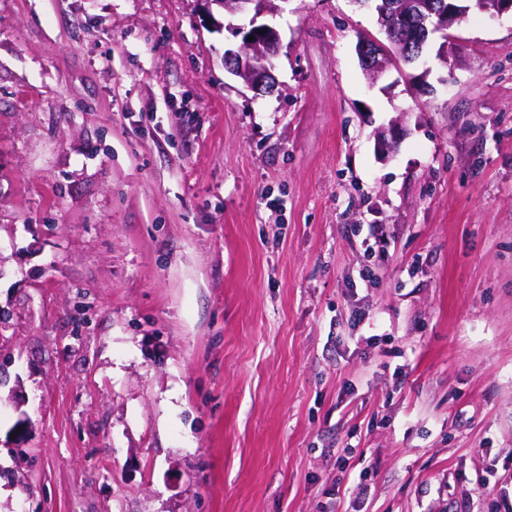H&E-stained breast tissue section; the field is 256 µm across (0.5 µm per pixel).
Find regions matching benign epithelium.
<instances>
[{"instance_id":"benign-epithelium-1","label":"benign epithelium","mask_w":512,"mask_h":512,"mask_svg":"<svg viewBox=\"0 0 512 512\" xmlns=\"http://www.w3.org/2000/svg\"><path fill=\"white\" fill-rule=\"evenodd\" d=\"M209 5H216L229 10L233 14L250 13L252 19L248 27H235V35L241 37L237 49H228L224 58L228 63V71L244 79L256 90L273 89L276 79L272 74V64L268 54L279 44L277 29L267 23H258V19L269 11L271 0H205ZM459 0H416L408 3L406 0H384V5L378 7L381 21L388 25L404 22L412 25L420 38H425L431 32H443L444 39L451 38L450 30L465 15L466 10L458 5ZM490 17H501L512 13V0H490V4L482 7ZM254 39H249V36ZM356 54L369 78L378 81L391 67L397 64L387 51H378L368 42L360 41L355 46ZM400 140L399 130L391 126L381 129L377 134L376 149L382 156L392 153L397 141Z\"/></svg>"}]
</instances>
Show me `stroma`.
<instances>
[{
  "mask_svg": "<svg viewBox=\"0 0 512 512\" xmlns=\"http://www.w3.org/2000/svg\"><path fill=\"white\" fill-rule=\"evenodd\" d=\"M463 3L373 84L371 9L275 0L267 94L204 0H0V512L512 497V16Z\"/></svg>",
  "mask_w": 512,
  "mask_h": 512,
  "instance_id": "1",
  "label": "stroma"
}]
</instances>
